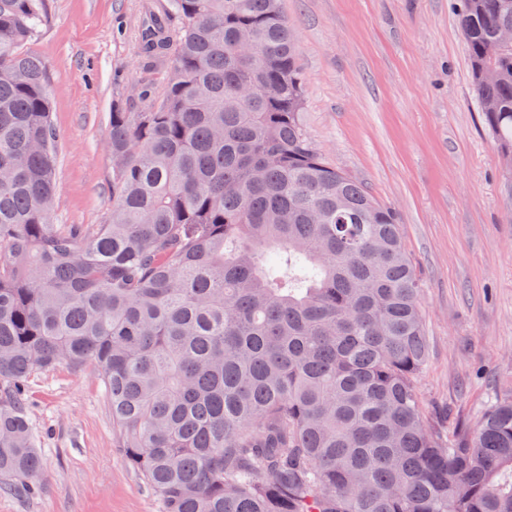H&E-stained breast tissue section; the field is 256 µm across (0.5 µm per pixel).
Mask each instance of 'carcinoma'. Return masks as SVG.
I'll list each match as a JSON object with an SVG mask.
<instances>
[{
    "label": "carcinoma",
    "mask_w": 512,
    "mask_h": 512,
    "mask_svg": "<svg viewBox=\"0 0 512 512\" xmlns=\"http://www.w3.org/2000/svg\"><path fill=\"white\" fill-rule=\"evenodd\" d=\"M43 21L41 0H0V481L26 492L41 471L30 376L92 363L162 512H512V396L450 443L425 422L399 217L309 137L280 0L149 16L140 50L165 89L112 109L104 224L51 223L52 93L28 48ZM458 22L512 173V0H459Z\"/></svg>",
    "instance_id": "carcinoma-1"
}]
</instances>
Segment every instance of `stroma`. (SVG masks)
<instances>
[{
	"mask_svg": "<svg viewBox=\"0 0 512 512\" xmlns=\"http://www.w3.org/2000/svg\"><path fill=\"white\" fill-rule=\"evenodd\" d=\"M453 3L282 0L300 42L309 135L400 218L429 344L424 419L448 438L512 393V177L482 122ZM44 5L30 47L53 90L52 221L102 224L112 209L109 115L140 109L141 20L164 0ZM28 390L45 450L39 488L0 491V512H161L125 462L94 367L36 372Z\"/></svg>",
	"mask_w": 512,
	"mask_h": 512,
	"instance_id": "1",
	"label": "stroma"
}]
</instances>
